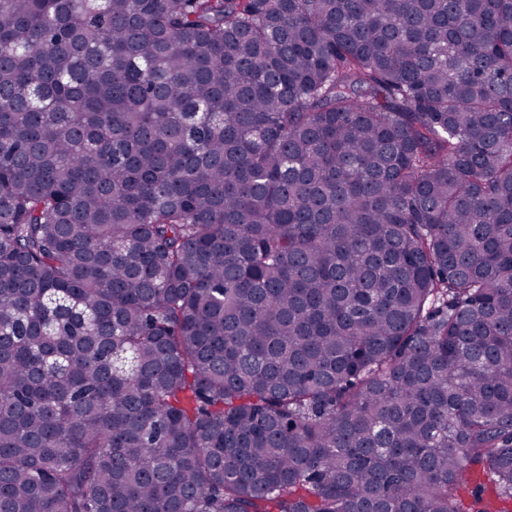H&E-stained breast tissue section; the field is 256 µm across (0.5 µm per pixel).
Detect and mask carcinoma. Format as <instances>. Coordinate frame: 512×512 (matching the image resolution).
Here are the masks:
<instances>
[{"instance_id":"obj_1","label":"carcinoma","mask_w":512,"mask_h":512,"mask_svg":"<svg viewBox=\"0 0 512 512\" xmlns=\"http://www.w3.org/2000/svg\"><path fill=\"white\" fill-rule=\"evenodd\" d=\"M512 0H0V512H512Z\"/></svg>"}]
</instances>
